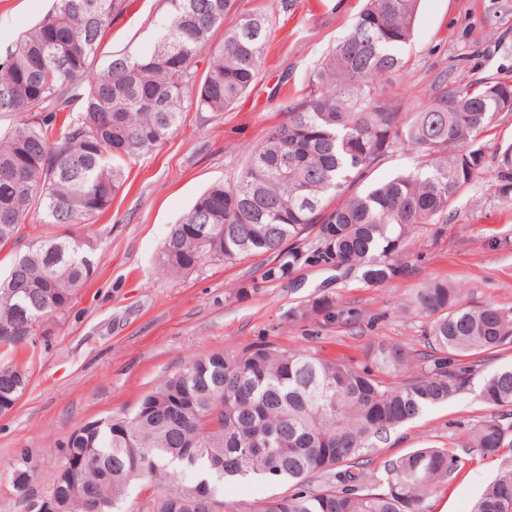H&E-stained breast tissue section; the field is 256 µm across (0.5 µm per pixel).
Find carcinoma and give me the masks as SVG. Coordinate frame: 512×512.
<instances>
[{
  "label": "carcinoma",
  "instance_id": "carcinoma-1",
  "mask_svg": "<svg viewBox=\"0 0 512 512\" xmlns=\"http://www.w3.org/2000/svg\"><path fill=\"white\" fill-rule=\"evenodd\" d=\"M168 20L153 45L95 61L131 0H51L48 12L0 59V247L17 242L30 214L43 224H87L125 183L129 163L153 153L185 112L219 114L257 79L270 36L265 11L236 14V0H167ZM420 0H368L350 31L319 61L288 122L271 127L236 183L216 182L174 224L162 245L167 271L205 262L273 254L262 274L280 280L300 262L361 273L367 285L399 272L415 236L448 223V207L485 163L480 136L512 112V80L486 77L447 88L415 112L383 98L374 80L399 74L400 53ZM221 44L200 51L216 30ZM418 152L414 172L353 190L395 145ZM499 194L512 200V142L496 151ZM207 225L202 234L199 226ZM94 260L74 233L45 235L15 254L0 275V323L34 336L84 287ZM336 299L321 295L290 312L297 322L331 318ZM430 318L431 363L413 350L368 348L376 371L273 343L213 352L145 394L130 414L84 424L61 448L65 458L49 494L61 512H102L129 486L150 480L148 512H205L195 494L210 479L259 481L301 490L242 500L228 512H426L428 500L459 474L473 452L501 468L471 512H512V367L485 377L479 397L500 411L471 429L459 450L424 443L383 460L364 482L366 456L391 431L471 387L474 365L458 363L512 347V313L464 304L435 283L416 296ZM28 385L16 363L0 365V412ZM198 483L163 487L171 467Z\"/></svg>",
  "mask_w": 512,
  "mask_h": 512
}]
</instances>
